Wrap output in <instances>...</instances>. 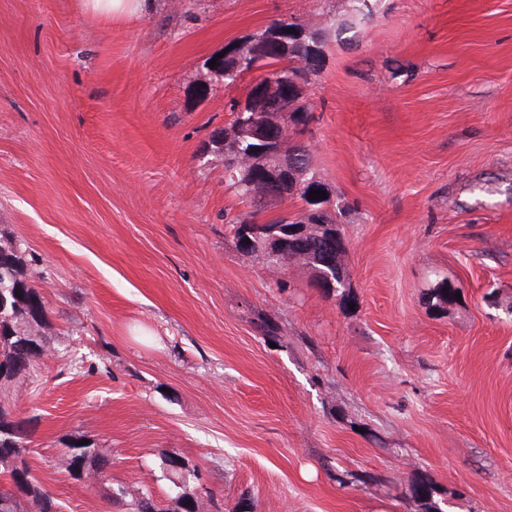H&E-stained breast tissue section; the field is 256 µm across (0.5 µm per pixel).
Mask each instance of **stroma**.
<instances>
[{"instance_id": "stroma-1", "label": "stroma", "mask_w": 512, "mask_h": 512, "mask_svg": "<svg viewBox=\"0 0 512 512\" xmlns=\"http://www.w3.org/2000/svg\"><path fill=\"white\" fill-rule=\"evenodd\" d=\"M340 11L155 0L111 25L0 0V230L54 347L9 395L62 512L176 495L169 448L215 512H417L419 483L443 512H512V0H382L327 49L312 157L352 206L345 293L224 232L238 199L211 140L248 85L210 84L208 61ZM444 284L461 298L435 305ZM79 440L104 480L61 466Z\"/></svg>"}]
</instances>
